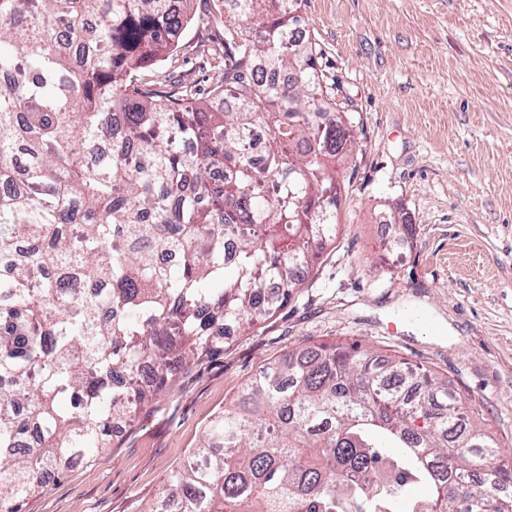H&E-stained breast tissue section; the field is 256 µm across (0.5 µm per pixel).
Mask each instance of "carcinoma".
<instances>
[{"label": "carcinoma", "mask_w": 512, "mask_h": 512, "mask_svg": "<svg viewBox=\"0 0 512 512\" xmlns=\"http://www.w3.org/2000/svg\"><path fill=\"white\" fill-rule=\"evenodd\" d=\"M179 2L0 0V512L111 447L114 420L224 352L216 327L272 316L336 242L355 138L296 35L303 0H224L203 107L146 79L188 27ZM150 512H512V455L430 369L304 343L211 419Z\"/></svg>", "instance_id": "1"}]
</instances>
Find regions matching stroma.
Listing matches in <instances>:
<instances>
[{
    "label": "stroma",
    "instance_id": "stroma-1",
    "mask_svg": "<svg viewBox=\"0 0 512 512\" xmlns=\"http://www.w3.org/2000/svg\"><path fill=\"white\" fill-rule=\"evenodd\" d=\"M301 15L356 139L335 244L272 317L182 370L25 512H150L225 402L304 341L431 369L512 449V0H304ZM190 18L149 74L208 91L224 0H192ZM391 213L414 228L396 248Z\"/></svg>",
    "mask_w": 512,
    "mask_h": 512
}]
</instances>
